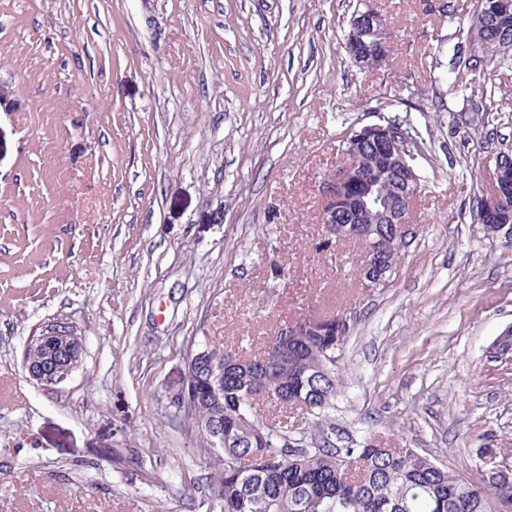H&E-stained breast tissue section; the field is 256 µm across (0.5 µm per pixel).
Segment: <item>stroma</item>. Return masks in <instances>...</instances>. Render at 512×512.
Masks as SVG:
<instances>
[{
  "mask_svg": "<svg viewBox=\"0 0 512 512\" xmlns=\"http://www.w3.org/2000/svg\"><path fill=\"white\" fill-rule=\"evenodd\" d=\"M478 0H376L395 52L359 70L355 0H0V512H218L179 399L201 338L259 353L279 322L352 317L330 416L476 482L512 457V248L471 219L512 71L446 63ZM497 87L489 138L461 119ZM407 123L419 231L389 287L332 244L318 185L353 130ZM76 328L44 388L28 339ZM83 351L82 336L71 327L49 325L31 336L24 354L23 367L28 378L37 385L58 384L71 375L69 362ZM34 355V356H33ZM82 356L71 363L72 372Z\"/></svg>",
  "mask_w": 512,
  "mask_h": 512,
  "instance_id": "stroma-1",
  "label": "stroma"
}]
</instances>
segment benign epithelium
Returning a JSON list of instances; mask_svg holds the SVG:
<instances>
[{
  "instance_id": "benign-epithelium-1",
  "label": "benign epithelium",
  "mask_w": 512,
  "mask_h": 512,
  "mask_svg": "<svg viewBox=\"0 0 512 512\" xmlns=\"http://www.w3.org/2000/svg\"><path fill=\"white\" fill-rule=\"evenodd\" d=\"M512 9L509 0H502L496 14L483 10L474 16V25L482 28L497 26L499 19ZM392 43L384 41L379 28V20L371 0H364L355 8L350 17L349 31L346 34V49L353 56L354 63L361 68L381 65L387 60L385 50ZM367 138H382L387 142L388 168L400 173L397 186L387 185L385 190L372 183L371 175L376 171L373 162L364 150L351 144L349 153L339 160L335 169L319 184L321 200L320 220L327 240L347 235L359 240L371 232L374 224L388 225L389 232L379 238L375 246L366 249L360 263L359 281L363 288L371 290L377 284L387 283L390 273L396 271L394 257L407 248V239L417 230L414 207L418 199L420 178L409 159L410 151L407 133L393 130L388 125L371 124L363 128ZM369 184L363 198L361 211L355 221L346 224L336 223V203L353 184ZM487 205L483 211L485 233L494 237L501 232L505 211L512 210V193L503 180L500 159H495L493 178ZM318 317H296L287 321L281 328L283 336H303L307 325L320 324ZM83 351V339L71 327L49 325L38 334L31 336L24 354L23 367L28 378L38 385L58 384L71 375L69 362Z\"/></svg>"
}]
</instances>
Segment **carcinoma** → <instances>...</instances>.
Instances as JSON below:
<instances>
[{"label": "carcinoma", "instance_id": "obj_1", "mask_svg": "<svg viewBox=\"0 0 512 512\" xmlns=\"http://www.w3.org/2000/svg\"><path fill=\"white\" fill-rule=\"evenodd\" d=\"M486 62L456 49L448 68L481 72ZM495 92H482L477 123H494ZM363 187L354 185L338 203L337 216H350ZM274 335L258 354L235 355L204 339L190 347L194 360L192 398L186 401L193 424L210 447V465L222 496L220 512H512V481L486 476L477 487L428 454L414 448L372 443L340 448L336 426L326 422L336 399L340 361L323 351L336 343L325 324L309 327L288 344ZM275 415L263 420L258 407ZM310 416L304 428H289L288 410ZM290 442L294 448L285 446Z\"/></svg>", "mask_w": 512, "mask_h": 512}]
</instances>
